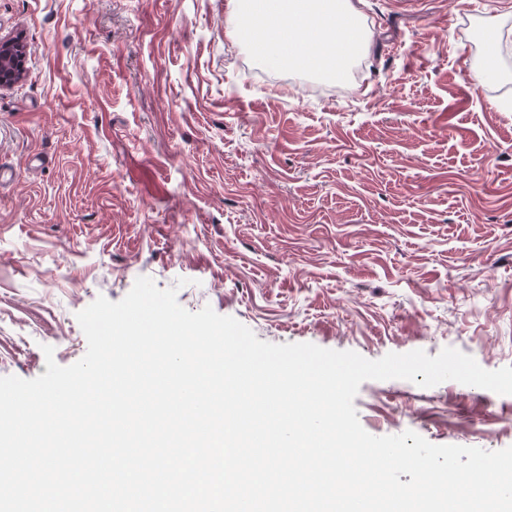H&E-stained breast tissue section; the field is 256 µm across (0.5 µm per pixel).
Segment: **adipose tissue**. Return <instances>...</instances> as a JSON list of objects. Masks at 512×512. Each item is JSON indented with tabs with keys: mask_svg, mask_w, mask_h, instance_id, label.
Segmentation results:
<instances>
[{
	"mask_svg": "<svg viewBox=\"0 0 512 512\" xmlns=\"http://www.w3.org/2000/svg\"><path fill=\"white\" fill-rule=\"evenodd\" d=\"M362 0H237L234 36L274 66L342 80L368 47Z\"/></svg>",
	"mask_w": 512,
	"mask_h": 512,
	"instance_id": "adipose-tissue-1",
	"label": "adipose tissue"
}]
</instances>
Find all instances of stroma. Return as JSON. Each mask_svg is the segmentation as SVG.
I'll return each instance as SVG.
<instances>
[{
	"mask_svg": "<svg viewBox=\"0 0 512 512\" xmlns=\"http://www.w3.org/2000/svg\"><path fill=\"white\" fill-rule=\"evenodd\" d=\"M229 9L0 0L26 52L0 90V377L77 362V313L141 276L270 343L512 366V0H364L339 82L262 63ZM353 404L375 436L512 446V395L369 380Z\"/></svg>",
	"mask_w": 512,
	"mask_h": 512,
	"instance_id": "1",
	"label": "stroma"
}]
</instances>
